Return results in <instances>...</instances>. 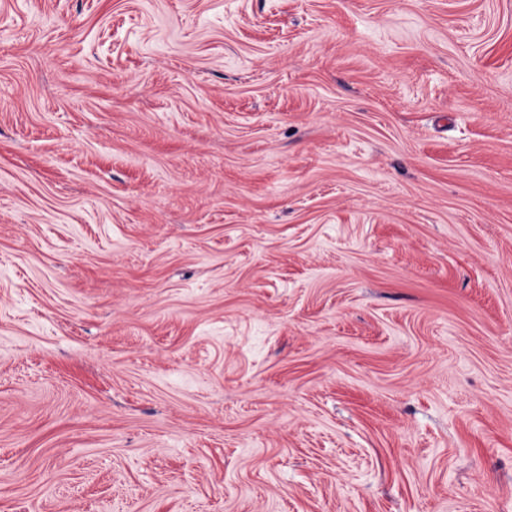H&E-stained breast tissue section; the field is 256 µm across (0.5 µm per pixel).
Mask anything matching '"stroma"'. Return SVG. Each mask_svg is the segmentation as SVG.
Here are the masks:
<instances>
[{
  "label": "stroma",
  "instance_id": "stroma-1",
  "mask_svg": "<svg viewBox=\"0 0 512 512\" xmlns=\"http://www.w3.org/2000/svg\"><path fill=\"white\" fill-rule=\"evenodd\" d=\"M0 512H512V0H0Z\"/></svg>",
  "mask_w": 512,
  "mask_h": 512
}]
</instances>
